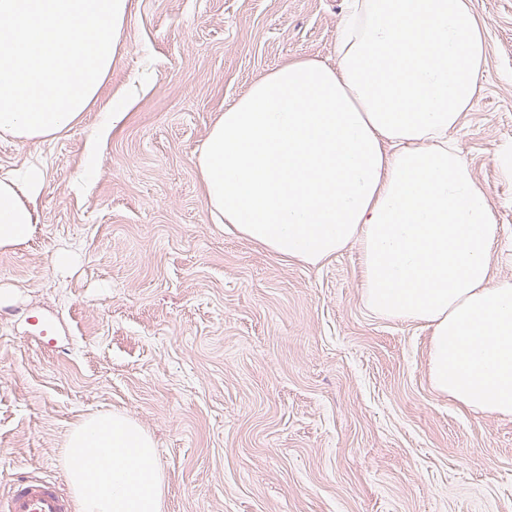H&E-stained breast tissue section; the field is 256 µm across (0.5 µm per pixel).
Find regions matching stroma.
<instances>
[{"label": "stroma", "instance_id": "35a3bbf8", "mask_svg": "<svg viewBox=\"0 0 512 512\" xmlns=\"http://www.w3.org/2000/svg\"><path fill=\"white\" fill-rule=\"evenodd\" d=\"M470 4L490 51L451 136L497 206L492 275L512 278L495 161L512 146V0ZM343 13L131 0L96 104L57 138L0 136V173L46 175L32 236L0 249V498L24 473L67 486L68 433L114 412L152 437L164 512H512V419L432 388L429 328L367 309L357 249L310 266L206 206L211 126L289 60L335 64Z\"/></svg>", "mask_w": 512, "mask_h": 512}]
</instances>
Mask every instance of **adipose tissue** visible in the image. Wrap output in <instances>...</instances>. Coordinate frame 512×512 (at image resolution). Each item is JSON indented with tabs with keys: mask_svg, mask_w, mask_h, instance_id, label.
<instances>
[{
	"mask_svg": "<svg viewBox=\"0 0 512 512\" xmlns=\"http://www.w3.org/2000/svg\"><path fill=\"white\" fill-rule=\"evenodd\" d=\"M335 64L297 58L225 108L197 157L219 223L310 265L354 247L367 308L431 328L433 389L512 418V280L493 279L496 205L449 133L489 45L469 0H345ZM130 0H0V135L50 140L98 98ZM41 166L0 174V249L28 240ZM76 512H163L155 444L131 418L76 424Z\"/></svg>",
	"mask_w": 512,
	"mask_h": 512,
	"instance_id": "ef3b65f1",
	"label": "adipose tissue"
}]
</instances>
